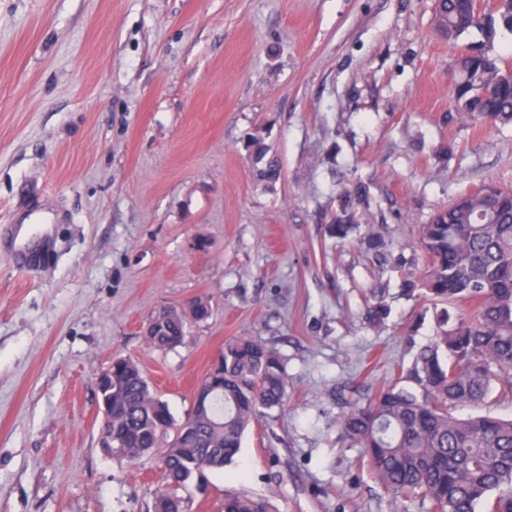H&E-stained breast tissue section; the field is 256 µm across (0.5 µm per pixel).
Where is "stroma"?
<instances>
[{"instance_id":"stroma-1","label":"stroma","mask_w":512,"mask_h":512,"mask_svg":"<svg viewBox=\"0 0 512 512\" xmlns=\"http://www.w3.org/2000/svg\"><path fill=\"white\" fill-rule=\"evenodd\" d=\"M433 19L434 0H0V225L34 199L60 215L33 269L0 242V512H152L161 460L103 450L97 379L132 358L180 422L238 336L278 351L288 402L182 489L185 512L228 494L427 512L336 421L440 333V307L403 290L423 224L512 189V126L452 103L451 61L481 36L448 43ZM198 299L210 314L180 345L148 343L159 312Z\"/></svg>"}]
</instances>
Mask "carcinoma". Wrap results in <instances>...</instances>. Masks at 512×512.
<instances>
[{
    "instance_id": "1",
    "label": "carcinoma",
    "mask_w": 512,
    "mask_h": 512,
    "mask_svg": "<svg viewBox=\"0 0 512 512\" xmlns=\"http://www.w3.org/2000/svg\"><path fill=\"white\" fill-rule=\"evenodd\" d=\"M434 20L450 41L472 29L483 36L453 65L457 107L491 127L512 124V76L491 51L498 29L512 30V0L484 18L469 0H435ZM419 248L424 264L410 275L408 291L442 305V332L412 367L339 418V440L363 450L396 499L420 495L429 512H512V418L451 413L481 407L493 394L512 401V190L457 197L423 225ZM184 331L175 317L164 335L148 341L169 349ZM221 364L219 399L177 424L134 362L112 360L113 459L132 463L161 453L163 485L153 496L163 510L173 503L183 509L185 482L223 470L256 417L288 400L286 366L261 339L224 344ZM169 429L173 438L164 443ZM224 509L268 512L265 503L239 495L225 496Z\"/></svg>"
}]
</instances>
